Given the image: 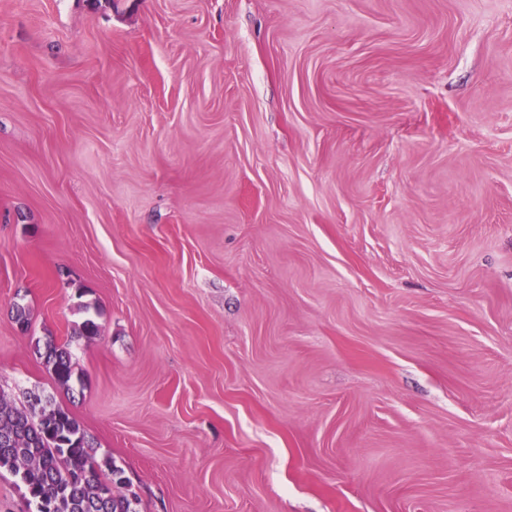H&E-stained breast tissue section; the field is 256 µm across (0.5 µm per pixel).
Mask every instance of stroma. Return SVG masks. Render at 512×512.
Masks as SVG:
<instances>
[{
    "mask_svg": "<svg viewBox=\"0 0 512 512\" xmlns=\"http://www.w3.org/2000/svg\"><path fill=\"white\" fill-rule=\"evenodd\" d=\"M0 392L138 512H512V0H0ZM45 363L54 380L61 386L69 387L75 370L72 354L67 346H58L52 342L47 343Z\"/></svg>",
    "mask_w": 512,
    "mask_h": 512,
    "instance_id": "35a3bbf8",
    "label": "stroma"
}]
</instances>
